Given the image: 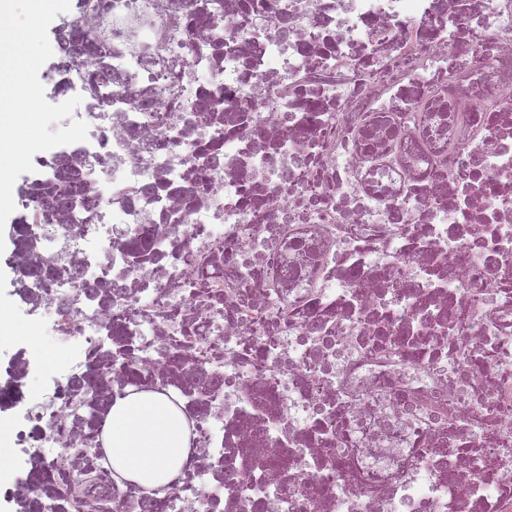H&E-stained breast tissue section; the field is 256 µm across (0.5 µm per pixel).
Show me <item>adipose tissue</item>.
<instances>
[{"label": "adipose tissue", "mask_w": 512, "mask_h": 512, "mask_svg": "<svg viewBox=\"0 0 512 512\" xmlns=\"http://www.w3.org/2000/svg\"><path fill=\"white\" fill-rule=\"evenodd\" d=\"M106 446L115 471L146 485L167 483L189 453L178 412L153 394L113 406Z\"/></svg>", "instance_id": "adipose-tissue-1"}]
</instances>
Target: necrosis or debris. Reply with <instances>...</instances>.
Returning <instances> with one entry per match:
<instances>
[{
	"mask_svg": "<svg viewBox=\"0 0 512 512\" xmlns=\"http://www.w3.org/2000/svg\"><path fill=\"white\" fill-rule=\"evenodd\" d=\"M17 191L15 512H512V0H76ZM166 397L190 460L102 464ZM11 271L0 265V303L9 307L13 322L16 327L15 335L8 344L0 343V362L6 359L17 344L27 341L41 354H53L58 349L55 341L47 332L40 331L37 327L27 329L22 315L16 309L15 297L11 293ZM106 447L115 471L146 485L167 483L189 453L179 413L154 394L131 395L113 406Z\"/></svg>",
	"mask_w": 512,
	"mask_h": 512,
	"instance_id": "4bbe7bcc",
	"label": "necrosis or debris"
}]
</instances>
